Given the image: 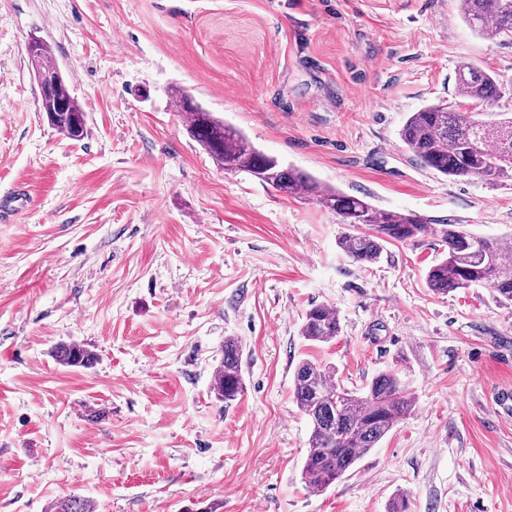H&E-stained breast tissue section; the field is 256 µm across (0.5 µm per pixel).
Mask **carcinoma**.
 <instances>
[{
	"label": "carcinoma",
	"instance_id": "carcinoma-1",
	"mask_svg": "<svg viewBox=\"0 0 512 512\" xmlns=\"http://www.w3.org/2000/svg\"><path fill=\"white\" fill-rule=\"evenodd\" d=\"M464 21L489 41L512 38V0H459ZM35 74L53 79L48 99L41 102L48 122L71 140L86 133V114L69 91V78L60 73L50 46L39 41L31 55ZM456 87L464 104L429 105L407 118L400 132L405 150L420 166L448 177H466L494 184L512 177V117L498 123L480 118L479 108L491 107L512 84L473 62L458 65ZM171 107L186 117V128L213 161L226 172H245L259 182L291 196L305 197L335 213L350 226L340 248L359 263H375L388 240H411L425 232L428 221L416 213L380 209L364 197L346 194L256 148L246 135L195 104L188 91L169 93ZM445 256L426 275L429 288L448 295L462 288L484 286L495 302L512 304V237L486 238L457 224L440 229ZM336 311L313 304L302 317L301 336L313 343H329L340 335ZM241 342L224 338L211 392L230 407L244 392ZM54 356L65 366L88 369L96 355L83 345L61 342ZM293 397L310 425L304 479L321 492L342 478L375 448L395 425L411 414L414 397L400 374L391 369L376 374L364 391L335 382L334 370L304 359L296 365ZM55 512H94L91 500L70 495Z\"/></svg>",
	"mask_w": 512,
	"mask_h": 512
}]
</instances>
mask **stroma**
<instances>
[{
    "mask_svg": "<svg viewBox=\"0 0 512 512\" xmlns=\"http://www.w3.org/2000/svg\"><path fill=\"white\" fill-rule=\"evenodd\" d=\"M50 45L87 115L73 141L38 102L27 46ZM470 61L512 79V42L458 0H0V512H512V307L435 294L438 226L512 234V179L420 168L407 116L456 99ZM187 90L284 165L428 219L373 264L314 201L227 173L169 106ZM342 333L300 334L311 304ZM244 393L210 391L225 337ZM60 342L97 355L53 357ZM347 388L398 369L415 398L369 454L316 493L296 364ZM54 356L65 366L88 369L97 361L96 355L83 345L61 342L54 347Z\"/></svg>",
    "mask_w": 512,
    "mask_h": 512,
    "instance_id": "obj_1",
    "label": "stroma"
}]
</instances>
